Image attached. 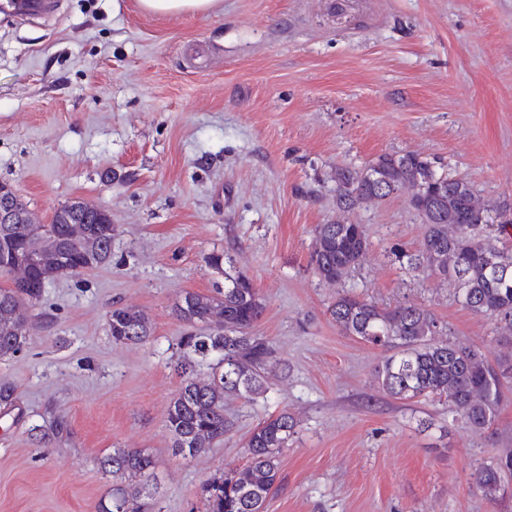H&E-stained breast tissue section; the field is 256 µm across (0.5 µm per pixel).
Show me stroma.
<instances>
[{"mask_svg":"<svg viewBox=\"0 0 512 512\" xmlns=\"http://www.w3.org/2000/svg\"><path fill=\"white\" fill-rule=\"evenodd\" d=\"M209 16L158 17L136 0H52L0 15V181L34 220L80 199L112 219V258L58 279L32 310L22 352L0 358L17 398L0 418V512H99L112 492L100 462L136 448L156 462L142 512H204L202 484L242 466L263 417L288 410L266 512H512L470 474L512 450V389L476 433L433 398L372 385L384 353L344 335L336 285L309 266L314 228L336 217V167L416 153L512 212V0H223ZM410 190L358 208L371 247L348 282L382 305L414 303L451 342L512 354L451 282L410 272L425 226ZM216 250L266 301L254 328L287 373L266 397H227L234 427L183 458L166 426L180 379L173 305L214 294ZM143 310L153 335L117 344L112 305ZM64 417L62 436L36 427Z\"/></svg>","mask_w":512,"mask_h":512,"instance_id":"35a3bbf8","label":"stroma"}]
</instances>
